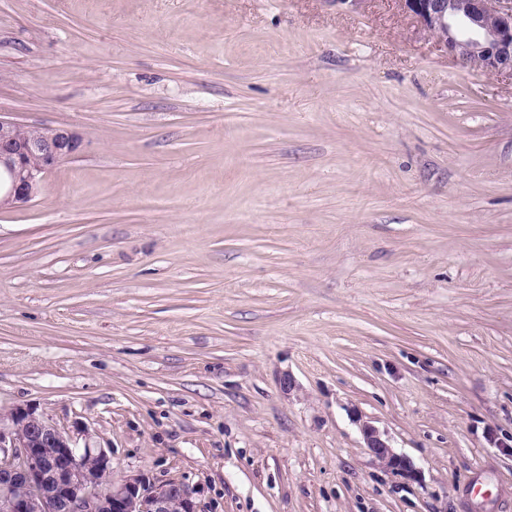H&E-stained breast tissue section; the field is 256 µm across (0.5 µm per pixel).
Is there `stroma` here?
Wrapping results in <instances>:
<instances>
[{
	"mask_svg": "<svg viewBox=\"0 0 512 512\" xmlns=\"http://www.w3.org/2000/svg\"><path fill=\"white\" fill-rule=\"evenodd\" d=\"M0 114L86 137L0 210V414L204 512H512V75L400 0H0ZM361 432L371 455L385 469L399 473L410 480L416 479V470L408 457L397 453L388 436L381 432L375 425L365 422L361 426Z\"/></svg>",
	"mask_w": 512,
	"mask_h": 512,
	"instance_id": "35a3bbf8",
	"label": "stroma"
}]
</instances>
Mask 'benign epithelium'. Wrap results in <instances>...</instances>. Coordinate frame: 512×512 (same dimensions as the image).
Instances as JSON below:
<instances>
[{"mask_svg":"<svg viewBox=\"0 0 512 512\" xmlns=\"http://www.w3.org/2000/svg\"><path fill=\"white\" fill-rule=\"evenodd\" d=\"M448 53L488 72L512 73V5L504 0H400ZM0 117V209L23 207L39 194L44 176L79 155L84 137L66 127H43L37 136ZM361 432L385 469L416 479L408 457L365 422ZM0 512H202L195 492L176 479L144 473L119 482L101 448L77 446L76 437L31 407L0 417Z\"/></svg>","mask_w":512,"mask_h":512,"instance_id":"7a95c632","label":"benign epithelium"}]
</instances>
